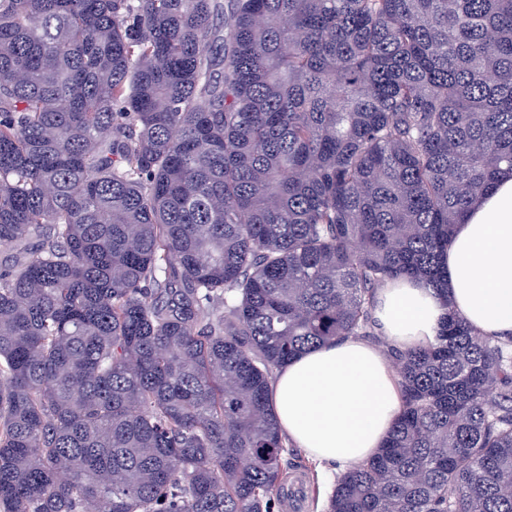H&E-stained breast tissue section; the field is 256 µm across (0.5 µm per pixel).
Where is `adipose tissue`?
Listing matches in <instances>:
<instances>
[{
  "mask_svg": "<svg viewBox=\"0 0 512 512\" xmlns=\"http://www.w3.org/2000/svg\"><path fill=\"white\" fill-rule=\"evenodd\" d=\"M446 263L447 294L416 279L379 289L375 317L393 346L433 341L452 310L484 335H512V172L457 225ZM271 398L283 436L338 472L376 453L400 408L387 357L351 337L288 362L272 381Z\"/></svg>",
  "mask_w": 512,
  "mask_h": 512,
  "instance_id": "ef3b65f1",
  "label": "adipose tissue"
}]
</instances>
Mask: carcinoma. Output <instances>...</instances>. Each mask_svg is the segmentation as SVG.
<instances>
[{
  "mask_svg": "<svg viewBox=\"0 0 512 512\" xmlns=\"http://www.w3.org/2000/svg\"><path fill=\"white\" fill-rule=\"evenodd\" d=\"M505 170L512 0H0V512H275L278 369ZM389 355L327 512H512V339Z\"/></svg>",
  "mask_w": 512,
  "mask_h": 512,
  "instance_id": "carcinoma-1",
  "label": "carcinoma"
}]
</instances>
